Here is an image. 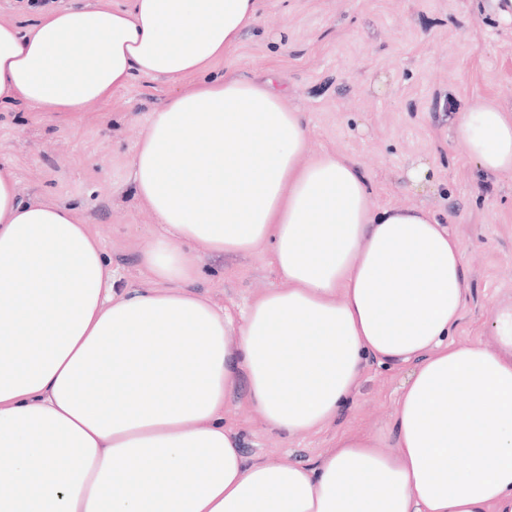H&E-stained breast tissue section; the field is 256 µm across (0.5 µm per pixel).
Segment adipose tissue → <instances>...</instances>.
Listing matches in <instances>:
<instances>
[{
    "mask_svg": "<svg viewBox=\"0 0 512 512\" xmlns=\"http://www.w3.org/2000/svg\"><path fill=\"white\" fill-rule=\"evenodd\" d=\"M259 0H108L0 22V101L69 119L134 75L174 85L130 160L160 231L118 289L74 207L19 198L0 163V512H512V311L496 348L450 341L460 241L425 207L379 208L350 158L303 160L272 80L210 77ZM484 175L512 172V104L461 112ZM270 247L285 280L242 324L197 289L198 254ZM408 377L392 426L314 462L247 459L244 390L290 437L332 425L367 361Z\"/></svg>",
    "mask_w": 512,
    "mask_h": 512,
    "instance_id": "adipose-tissue-1",
    "label": "adipose tissue"
}]
</instances>
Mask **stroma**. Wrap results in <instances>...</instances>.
<instances>
[{
    "label": "stroma",
    "mask_w": 512,
    "mask_h": 512,
    "mask_svg": "<svg viewBox=\"0 0 512 512\" xmlns=\"http://www.w3.org/2000/svg\"><path fill=\"white\" fill-rule=\"evenodd\" d=\"M255 77L274 71L287 103L305 113L306 157L356 161L379 207L431 209L460 240L469 293L451 338L488 343L512 307V174L486 177L456 133L461 111L487 98L512 103V21L490 0H261L255 27L227 63ZM174 90L136 77L113 100L69 121L0 103V161L12 162L23 200L68 204L104 242L121 287L140 285L139 257L159 226L135 193L130 160L150 112ZM422 166L426 177L407 173ZM198 287L232 314L284 287L268 250L210 256ZM403 368L370 364L361 390L327 430L294 438L268 431L245 397L224 410L247 457L313 461L336 435L391 424Z\"/></svg>",
    "instance_id": "obj_1"
}]
</instances>
